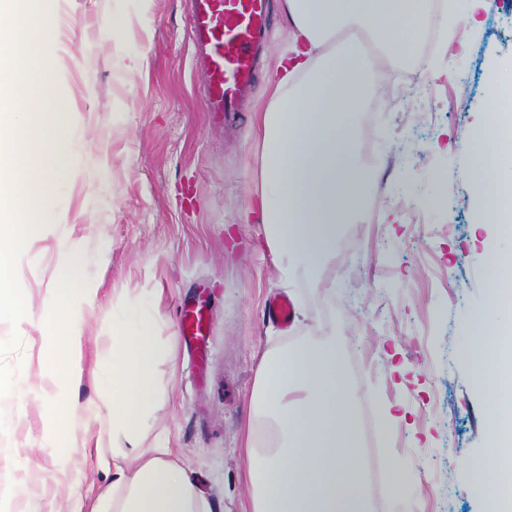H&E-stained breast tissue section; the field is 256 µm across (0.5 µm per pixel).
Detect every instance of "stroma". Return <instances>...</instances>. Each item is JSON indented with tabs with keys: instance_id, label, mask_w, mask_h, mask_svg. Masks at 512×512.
<instances>
[{
	"instance_id": "stroma-1",
	"label": "stroma",
	"mask_w": 512,
	"mask_h": 512,
	"mask_svg": "<svg viewBox=\"0 0 512 512\" xmlns=\"http://www.w3.org/2000/svg\"><path fill=\"white\" fill-rule=\"evenodd\" d=\"M499 37L462 28L444 52L402 65L383 60L355 117L359 152L373 173L361 217L338 225L317 277L288 282L257 205L259 117L289 55L293 28L274 0L272 39L254 104L230 123L202 110L185 16L187 0H63L44 38L55 98L70 117L72 164L56 180L46 240L23 252L17 275L26 314L0 321L17 334L18 367L0 398V496L14 512H90L112 480V438L94 374L109 369L110 327L126 310L149 320L157 355L155 399L140 424L142 449L168 448L196 481L210 512H252L245 438L257 424L252 395L262 355L336 333L356 412L374 428L405 481L385 512H486L476 486L488 460L494 380L467 359L485 309L491 255L512 258V226L481 225L472 171L476 143L494 121L492 84L512 86V17ZM83 251L95 301L84 310V374L58 390L44 362L49 293L58 259ZM299 296L289 329L267 317L274 295ZM204 309L211 334H179L183 311ZM78 406L57 471L48 395ZM406 418L391 423L385 404Z\"/></svg>"
}]
</instances>
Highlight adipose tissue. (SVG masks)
<instances>
[{
  "instance_id": "obj_1",
  "label": "adipose tissue",
  "mask_w": 512,
  "mask_h": 512,
  "mask_svg": "<svg viewBox=\"0 0 512 512\" xmlns=\"http://www.w3.org/2000/svg\"><path fill=\"white\" fill-rule=\"evenodd\" d=\"M473 2L474 10L447 18L430 12L426 0H283L297 42L280 63L283 73L262 118L268 148L261 158L260 211L285 275L302 270L316 274L336 241L337 226L358 218L371 188L352 119L372 80L359 34H368L397 59L429 25L476 27L475 11L485 0ZM492 141L488 134L479 142L475 168L484 188L487 224L500 221L494 187L506 163ZM505 266L504 260L494 259V287L487 310L476 317L478 341L469 359L478 375L490 373L498 385L512 386V371L490 367L484 354L488 345L503 343L507 335L492 316ZM50 295V319H68L48 348L50 374L74 387L83 377L77 318L92 299L78 250L63 254ZM152 351L149 327L139 316L113 323L112 372L103 392L108 414L100 426L122 455L92 512H209L190 476L168 460L166 449H139L138 420L152 395ZM252 401L274 433L263 449L256 438L248 440L253 512H368L364 470L353 451L358 426L335 334L295 349L266 352ZM510 446L512 434L492 432V458L482 467L478 486L489 498L512 507V470L503 460V450Z\"/></svg>"
}]
</instances>
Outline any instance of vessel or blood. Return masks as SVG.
Instances as JSON below:
<instances>
[{"label": "vessel or blood", "instance_id": "vessel-or-blood-1", "mask_svg": "<svg viewBox=\"0 0 512 512\" xmlns=\"http://www.w3.org/2000/svg\"><path fill=\"white\" fill-rule=\"evenodd\" d=\"M191 40L203 65V109L229 116L255 97L256 70L270 36L271 0H190Z\"/></svg>", "mask_w": 512, "mask_h": 512}]
</instances>
